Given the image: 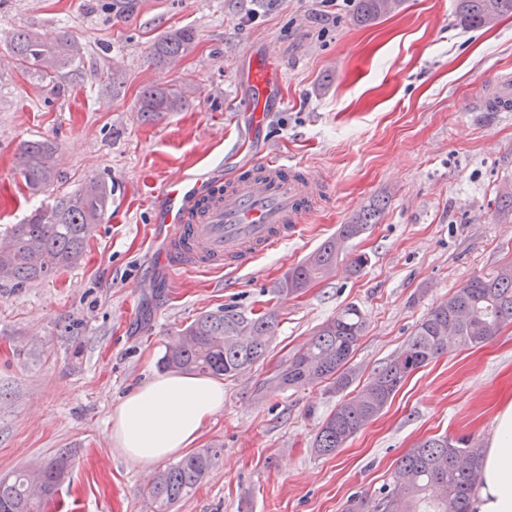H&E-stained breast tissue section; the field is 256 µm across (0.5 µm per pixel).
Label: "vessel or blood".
<instances>
[{"label": "vessel or blood", "mask_w": 512, "mask_h": 512, "mask_svg": "<svg viewBox=\"0 0 512 512\" xmlns=\"http://www.w3.org/2000/svg\"><path fill=\"white\" fill-rule=\"evenodd\" d=\"M279 73L274 61L256 56L250 112L265 110ZM329 190L325 179L302 172L300 163L285 153L256 157L228 182L184 175L159 193L158 221L171 228L160 260L175 281L190 270L250 269L299 236L314 197Z\"/></svg>", "instance_id": "vessel-or-blood-1"}]
</instances>
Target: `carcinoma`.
Here are the masks:
<instances>
[{
    "mask_svg": "<svg viewBox=\"0 0 512 512\" xmlns=\"http://www.w3.org/2000/svg\"><path fill=\"white\" fill-rule=\"evenodd\" d=\"M353 21L370 25L398 11L403 0H353ZM457 14L469 28H481L512 15V0H457ZM191 28L171 29L148 52L155 65L173 62L191 48ZM13 51L27 70L42 77H58L79 59L80 49L69 33L18 31ZM187 102V92L151 86L138 99V111L154 116L175 112ZM20 174L35 192H44L58 179L54 148L40 141L20 147ZM112 204V187L66 196L48 212L13 225L8 247L0 252V281L23 286L44 280L77 264L85 254L95 228ZM379 206L357 213L338 227L304 260L288 269L275 285V295H300L331 275L344 257L345 243L377 223ZM279 323L276 310L242 311L223 307L199 316L166 346L158 360L163 372L176 371L234 377L265 359ZM512 323V262L493 274L465 281L448 300L433 307L416 326L401 353L371 375L354 396L340 401L322 423L313 441L320 455L343 447L364 425L377 417L401 384L415 371L456 346L481 347ZM367 328L365 313L347 305L323 322L311 340L278 369L280 390H295L329 382L343 392L355 379L349 367ZM480 449L469 438L431 437L416 443L400 459L391 482L378 496H352L345 512H471L480 466ZM212 460L208 450L193 452L161 471L150 491L152 512H174V506L194 492ZM71 470V459L60 452L34 470H20L0 478V512H46Z\"/></svg>",
    "mask_w": 512,
    "mask_h": 512,
    "instance_id": "obj_1",
    "label": "carcinoma"
}]
</instances>
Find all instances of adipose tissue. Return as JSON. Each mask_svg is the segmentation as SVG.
<instances>
[{
	"instance_id": "obj_1",
	"label": "adipose tissue",
	"mask_w": 512,
	"mask_h": 512,
	"mask_svg": "<svg viewBox=\"0 0 512 512\" xmlns=\"http://www.w3.org/2000/svg\"><path fill=\"white\" fill-rule=\"evenodd\" d=\"M223 406L224 386L211 378L160 376L139 385L115 406L112 436L128 457L152 463L193 444ZM471 510L512 512V403L496 417Z\"/></svg>"
}]
</instances>
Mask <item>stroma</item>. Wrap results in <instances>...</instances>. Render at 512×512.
Returning <instances> with one entry per match:
<instances>
[{"label": "stroma", "mask_w": 512, "mask_h": 512, "mask_svg": "<svg viewBox=\"0 0 512 512\" xmlns=\"http://www.w3.org/2000/svg\"><path fill=\"white\" fill-rule=\"evenodd\" d=\"M351 0H0V239L92 181L112 207L83 260L23 287L0 282V477L72 450L61 492L75 512H152L148 489L165 463L125 456L112 412L159 376L179 329L230 305H264L279 325L265 362L224 381V406L194 443L212 464L175 512H343L377 495L420 439L487 442L512 401V325L480 348L460 347L411 375L384 411L330 456L313 440L339 399L327 384L276 391L281 361L346 305L368 327L351 361L355 387L397 355L419 321L467 279L512 261V221L496 202L512 183V112H479L495 73L512 74V17L465 29L456 0H404L372 25ZM193 47L157 66L147 53L168 30ZM64 30L77 66L48 83L23 70L10 37ZM273 57L282 81L263 125L228 123L251 97L244 45ZM176 85L178 112L148 118L142 91ZM54 144L59 179L30 191L22 143ZM283 151L331 193L303 235L250 271L189 275L170 284L159 264L161 187L204 166L232 177L252 153ZM378 224L347 245L362 273L336 269L297 297H274L288 268L375 201Z\"/></svg>", "instance_id": "1"}]
</instances>
